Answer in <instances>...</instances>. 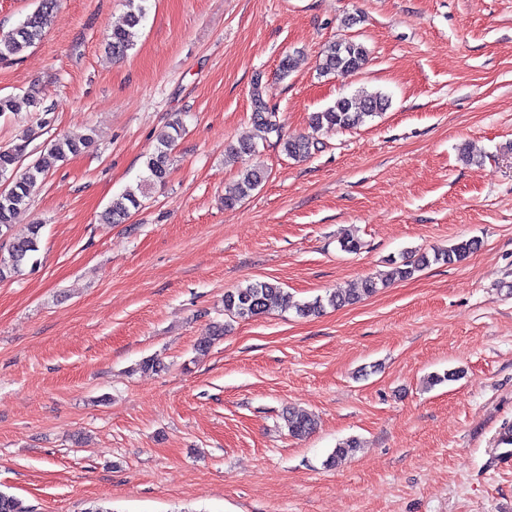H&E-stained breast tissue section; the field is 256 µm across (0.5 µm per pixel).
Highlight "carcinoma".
<instances>
[{
  "label": "carcinoma",
  "instance_id": "1",
  "mask_svg": "<svg viewBox=\"0 0 512 512\" xmlns=\"http://www.w3.org/2000/svg\"><path fill=\"white\" fill-rule=\"evenodd\" d=\"M57 0H38L37 8L13 30L0 34V61H10L24 50L40 40L43 34L45 17L56 7ZM148 0H128L130 11L124 25L112 29L108 48L112 56L122 57L133 49L138 38V27L147 16ZM368 51L355 39L341 38L328 44L323 50V58L319 67L320 74L337 76L352 75L366 65ZM253 111L252 122L258 132V138L264 141L275 137V143L292 159L307 157L314 146L309 136L290 137L280 122L278 113L270 108L264 100L259 84H254L252 91ZM41 103L31 95L22 97H0V113L19 112L22 109L39 111ZM390 106L389 97L379 92L342 97L335 105L311 117V127L320 131L352 129L363 125L370 117H374ZM179 126L173 127V133L163 134L158 144L146 160L147 180L153 183H164L168 171V163L172 146L180 135ZM91 139L77 143L69 139H58L50 147L41 152L17 175L15 170L27 148V141H22L11 148L0 149V179L10 181L4 193H0V280L20 274L26 265L37 266L34 259L39 251L40 231L42 225L30 226L28 236L20 239L11 238L12 220L24 207L28 206L36 187L44 181L49 171L57 162L63 161L68 154L78 151L79 145H88ZM266 177V172L259 167H245L240 171L237 188L234 194L224 197V206L233 207L241 202L252 191L257 189ZM140 206L137 196L131 192L123 193L112 199L104 210L102 219L108 223L119 224L125 221L131 210ZM477 247V242L468 239L460 240L446 249L433 251V257L421 254L407 259L395 266L388 274L378 278L369 277L364 280L357 292L344 293L340 290L330 293L326 299L319 297L310 302L296 303L290 295L277 283L269 281L249 282L244 286L224 292V312L235 319H250L267 313L273 307L284 310L293 308L302 317L318 316L326 306L339 308L353 304L362 296H370L381 287H386L393 279H407L415 272L427 267L430 263L453 264L466 259ZM284 420L289 433L294 437L311 434L317 426L316 419L303 411L288 410Z\"/></svg>",
  "mask_w": 512,
  "mask_h": 512
}]
</instances>
